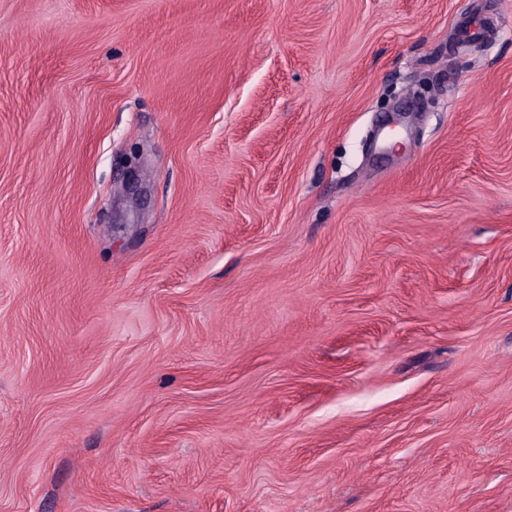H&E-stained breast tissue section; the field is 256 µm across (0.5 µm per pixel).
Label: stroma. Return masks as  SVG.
<instances>
[{"label":"stroma","instance_id":"obj_1","mask_svg":"<svg viewBox=\"0 0 512 512\" xmlns=\"http://www.w3.org/2000/svg\"><path fill=\"white\" fill-rule=\"evenodd\" d=\"M0 512H512V0H0Z\"/></svg>","mask_w":512,"mask_h":512}]
</instances>
